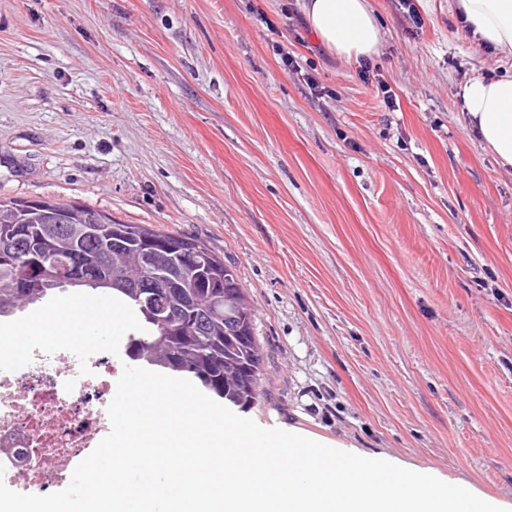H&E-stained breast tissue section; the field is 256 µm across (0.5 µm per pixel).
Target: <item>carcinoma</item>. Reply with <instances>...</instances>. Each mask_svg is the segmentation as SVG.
Instances as JSON below:
<instances>
[{"label":"carcinoma","instance_id":"1","mask_svg":"<svg viewBox=\"0 0 512 512\" xmlns=\"http://www.w3.org/2000/svg\"><path fill=\"white\" fill-rule=\"evenodd\" d=\"M63 223L44 218L16 224L26 202L0 198V318L66 288L108 293L140 316L125 355L137 363L186 374L212 396L249 407L261 395L263 352L254 333V310L235 270L205 243L146 224H122L77 203L48 201ZM101 217L93 235L84 218ZM169 239L206 257L203 269L161 257L168 288L151 304L129 283L145 275L140 243ZM226 286L224 313L214 310L208 282Z\"/></svg>","mask_w":512,"mask_h":512}]
</instances>
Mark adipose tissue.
<instances>
[{
  "label": "adipose tissue",
  "instance_id": "obj_1",
  "mask_svg": "<svg viewBox=\"0 0 512 512\" xmlns=\"http://www.w3.org/2000/svg\"><path fill=\"white\" fill-rule=\"evenodd\" d=\"M299 8L326 50L356 62L375 56L382 29L367 0H301ZM467 37L479 47L512 57V0H458ZM466 125L512 169V74L477 77L459 89ZM84 316L63 305L39 316L32 329L65 340L78 336Z\"/></svg>",
  "mask_w": 512,
  "mask_h": 512
}]
</instances>
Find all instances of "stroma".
I'll return each mask as SVG.
<instances>
[{
  "label": "stroma",
  "instance_id": "35a3bbf8",
  "mask_svg": "<svg viewBox=\"0 0 512 512\" xmlns=\"http://www.w3.org/2000/svg\"><path fill=\"white\" fill-rule=\"evenodd\" d=\"M370 2L385 35L365 77L284 15L297 0H0V197L204 242L255 314L262 395L243 416L508 506L512 171L457 93L512 60L464 36L457 0H413L417 24ZM83 301L1 318L0 364L16 326ZM135 323L83 345L127 364Z\"/></svg>",
  "mask_w": 512,
  "mask_h": 512
}]
</instances>
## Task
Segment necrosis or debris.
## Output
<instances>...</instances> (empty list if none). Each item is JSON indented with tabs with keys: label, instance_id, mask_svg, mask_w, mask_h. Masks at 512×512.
Masks as SVG:
<instances>
[{
	"label": "necrosis or debris",
	"instance_id": "4bbe7bcc",
	"mask_svg": "<svg viewBox=\"0 0 512 512\" xmlns=\"http://www.w3.org/2000/svg\"><path fill=\"white\" fill-rule=\"evenodd\" d=\"M116 372L99 354L59 344L0 366V465L20 491L62 484L109 432Z\"/></svg>",
	"mask_w": 512,
	"mask_h": 512
}]
</instances>
